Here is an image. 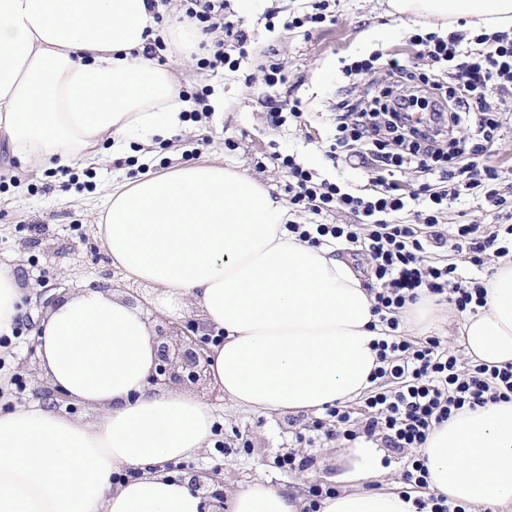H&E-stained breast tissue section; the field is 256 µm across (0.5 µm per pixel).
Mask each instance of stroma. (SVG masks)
<instances>
[{
	"label": "stroma",
	"mask_w": 512,
	"mask_h": 512,
	"mask_svg": "<svg viewBox=\"0 0 512 512\" xmlns=\"http://www.w3.org/2000/svg\"><path fill=\"white\" fill-rule=\"evenodd\" d=\"M388 0H328L335 23L304 33L291 27L293 18L311 12L314 0H264L250 17L226 6L223 23L205 34L206 42L227 40L229 32L250 37L244 53H232L230 65L200 68L185 61L174 68L179 89L206 91L204 114L187 112L184 124L166 143L147 154L138 145L113 151L101 146L105 159L98 166L74 165L69 175L59 170L21 169L0 147V267L8 268L24 290L19 321L21 337L0 347V409L9 410L43 398L47 385L39 368L35 331L46 313L45 301L86 287L112 290L133 305H146L150 290L113 266L97 234L98 208L106 186L151 172L204 159L241 167L271 193L289 201L290 179L276 155L293 156L319 175L364 187L368 176L329 155L334 141V107L341 98L364 95L371 83L386 84L390 68L373 78L352 81L340 71L341 59L365 57L379 50L401 54L424 70L428 61L414 57L409 38L417 30L436 29V21L392 14ZM278 64L282 83L266 81L269 64ZM298 105L301 116L281 125L269 117L270 102ZM155 335L171 350L197 346L209 352L214 332L197 307L176 319L150 315ZM191 392L214 408L217 440L191 458L169 463L173 473L217 474L225 493L263 480L307 496L312 485L335 487L334 477L345 462V439L307 438L318 416L313 412H283L272 416L243 411L225 401L210 376L185 382ZM314 457L301 473H287L277 460L287 453Z\"/></svg>",
	"instance_id": "35a3bbf8"
}]
</instances>
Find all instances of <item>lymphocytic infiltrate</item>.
<instances>
[{
    "mask_svg": "<svg viewBox=\"0 0 512 512\" xmlns=\"http://www.w3.org/2000/svg\"><path fill=\"white\" fill-rule=\"evenodd\" d=\"M410 45L446 72L447 84L378 52L343 68L347 76L362 78L386 63L396 76L371 100L336 105V146L347 161L365 168L371 194L317 179L293 156L280 159L292 180L293 204L353 216L350 224H294L290 230L314 246L346 244L366 260L377 283L370 291L373 312L388 330L376 343L380 366L363 419H353L345 406L327 407L332 427L324 435L376 439L398 452L422 447L435 425L464 407L512 400L511 364L464 367L439 337L413 343L397 334L400 313L424 297L447 300L462 313L474 311L484 289L467 267L480 270L488 257L512 254V198L501 192L504 177L488 158L504 115L487 104L491 93L512 98V28L416 33ZM399 173L427 180L405 193L395 179ZM464 191L486 204L492 223L444 222L449 202ZM448 249L457 262H432L433 254Z\"/></svg>",
    "mask_w": 512,
    "mask_h": 512,
    "instance_id": "1",
    "label": "lymphocytic infiltrate"
}]
</instances>
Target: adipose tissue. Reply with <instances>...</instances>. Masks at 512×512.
Wrapping results in <instances>:
<instances>
[{
	"label": "adipose tissue",
	"mask_w": 512,
	"mask_h": 512,
	"mask_svg": "<svg viewBox=\"0 0 512 512\" xmlns=\"http://www.w3.org/2000/svg\"><path fill=\"white\" fill-rule=\"evenodd\" d=\"M400 15L490 29L512 25V0H390ZM150 0H0V143L22 168L99 163L104 140L153 146L191 111L175 74L147 53L163 40L183 59L201 41L187 19L161 22ZM290 215L242 169L207 160L107 187L98 235L113 265L152 286L154 310L198 307L224 340L208 361L235 407L273 415L344 404L371 385L382 331L361 274L338 249L288 230ZM484 305L459 334L488 368L512 363V259L484 281ZM40 369L97 411L85 421L41 403L0 412V512H209L169 462L206 448L211 406L148 388L156 344L146 312L86 288L37 329ZM429 492L462 504L512 507V401L463 408L429 434ZM341 490L320 512H417L373 490L386 470L370 446L348 449ZM135 477L121 480L127 470ZM299 496L257 481L230 512H302Z\"/></svg>",
	"instance_id": "ef3b65f1"
}]
</instances>
